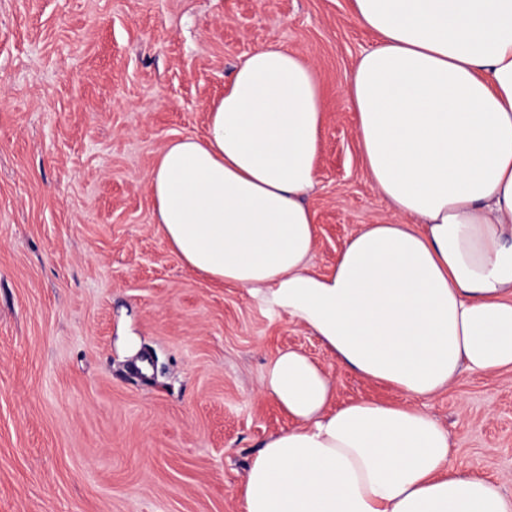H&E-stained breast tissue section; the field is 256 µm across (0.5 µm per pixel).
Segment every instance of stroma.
<instances>
[{"label": "stroma", "mask_w": 512, "mask_h": 512, "mask_svg": "<svg viewBox=\"0 0 512 512\" xmlns=\"http://www.w3.org/2000/svg\"><path fill=\"white\" fill-rule=\"evenodd\" d=\"M375 41L351 0H0V512H239L253 454L292 425L261 386L283 349L331 370L337 402H404L187 268L147 189L242 57L283 45L326 93L305 203L327 272L363 225L397 221L342 93ZM417 405L456 466L512 495V371H462Z\"/></svg>", "instance_id": "1"}]
</instances>
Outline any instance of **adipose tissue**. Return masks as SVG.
Wrapping results in <instances>:
<instances>
[{
  "mask_svg": "<svg viewBox=\"0 0 512 512\" xmlns=\"http://www.w3.org/2000/svg\"><path fill=\"white\" fill-rule=\"evenodd\" d=\"M378 41L345 85L363 162L397 224H367L311 268L324 101L278 44L245 57L207 132L169 144L148 182L158 232L191 270L288 314L337 364L403 403L336 404L296 349L264 391L292 420L252 458L240 512H512L458 469L417 398L461 370H512V0H352Z\"/></svg>",
  "mask_w": 512,
  "mask_h": 512,
  "instance_id": "1",
  "label": "adipose tissue"
}]
</instances>
